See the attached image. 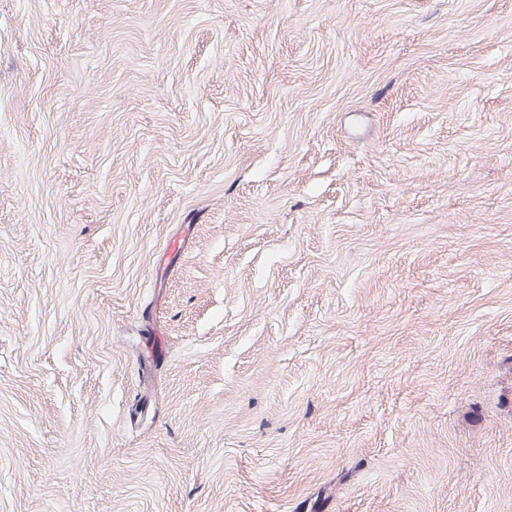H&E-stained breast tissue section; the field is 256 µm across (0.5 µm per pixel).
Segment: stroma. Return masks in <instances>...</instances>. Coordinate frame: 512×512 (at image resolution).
Returning <instances> with one entry per match:
<instances>
[{
  "label": "stroma",
  "mask_w": 512,
  "mask_h": 512,
  "mask_svg": "<svg viewBox=\"0 0 512 512\" xmlns=\"http://www.w3.org/2000/svg\"><path fill=\"white\" fill-rule=\"evenodd\" d=\"M0 512H512V0H0Z\"/></svg>",
  "instance_id": "35a3bbf8"
}]
</instances>
